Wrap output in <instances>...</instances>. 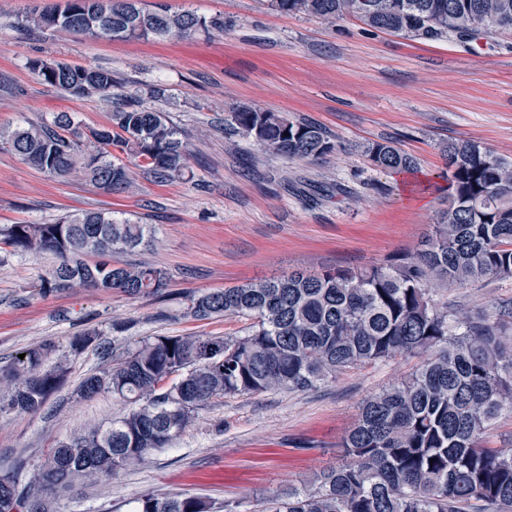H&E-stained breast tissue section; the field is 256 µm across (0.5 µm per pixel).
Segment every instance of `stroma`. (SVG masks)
Returning a JSON list of instances; mask_svg holds the SVG:
<instances>
[{"instance_id":"1","label":"stroma","mask_w":512,"mask_h":512,"mask_svg":"<svg viewBox=\"0 0 512 512\" xmlns=\"http://www.w3.org/2000/svg\"><path fill=\"white\" fill-rule=\"evenodd\" d=\"M40 0H0V126L74 113L85 127L108 125L99 98L76 100L44 84L27 61L43 57L112 70L124 94L158 84L167 112L188 136V171L167 185L131 168L129 191L108 194L84 175L54 178L0 150V225L53 222L76 209L112 211L157 229L154 243L121 254L165 270L157 296L72 288L39 294L55 263L48 254L0 252V366L17 351L56 347L67 356L60 388L34 413L0 416V469L27 484L33 465L74 429L129 411L109 393L78 399L83 379L150 336H240L246 324L189 315L187 295L288 274L381 266L413 252L445 206L452 140L478 142L512 159V34L427 41L268 8L265 0H166L172 10L220 16L211 35L121 41L20 27ZM258 105L322 125L346 144L320 161L262 152L225 124ZM389 140L412 155L413 172L382 171L364 152ZM326 186L318 198L313 187ZM437 304L496 321L512 305V277L434 286ZM97 330L80 352L70 343ZM417 355L352 369L305 392L269 391L213 401L171 447L135 468L49 497V512H130L146 494L194 495L219 512L225 501L257 512L264 498L307 484L345 463L340 442L363 402L408 378Z\"/></svg>"}]
</instances>
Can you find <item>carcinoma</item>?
<instances>
[{
    "label": "carcinoma",
    "instance_id": "cac0c4a2",
    "mask_svg": "<svg viewBox=\"0 0 512 512\" xmlns=\"http://www.w3.org/2000/svg\"><path fill=\"white\" fill-rule=\"evenodd\" d=\"M51 0L22 23L74 36L114 40L184 37L224 30L221 17L153 8L140 0ZM281 12L329 23L353 16L379 31L422 40L512 30V0H269ZM28 66L42 81L74 96L112 99L110 123L83 129L70 112L0 132V149L52 177L75 167L98 189L130 183L122 156L152 181L183 177L189 155L169 116L116 92L112 71L41 57ZM227 125L265 150L321 160L342 145L321 125L259 106H240ZM382 170L411 171L413 158L390 142L365 148ZM447 207L424 248L387 266L293 272L189 298L188 313L249 321L234 338L153 336L112 356L81 382L80 399L112 393L132 405L116 420L73 432L33 467L27 489L0 474V512H47L45 496L135 466L166 448L217 398L274 390L303 392L349 369L402 354L423 356L407 379L366 399L341 448L354 462L319 472L300 489L261 502L260 512H512V448H491L489 424L512 414L509 320L489 323L439 307L435 283L463 286L512 276V160L469 140L448 143ZM152 231L82 211L54 223L1 224L0 249L50 253L58 264L40 292L75 287L159 295L166 272L129 266L115 255L146 248ZM52 346L23 350L0 368V414L38 410L67 374V360L43 369ZM197 496H142L134 512H211Z\"/></svg>",
    "mask_w": 512,
    "mask_h": 512
}]
</instances>
